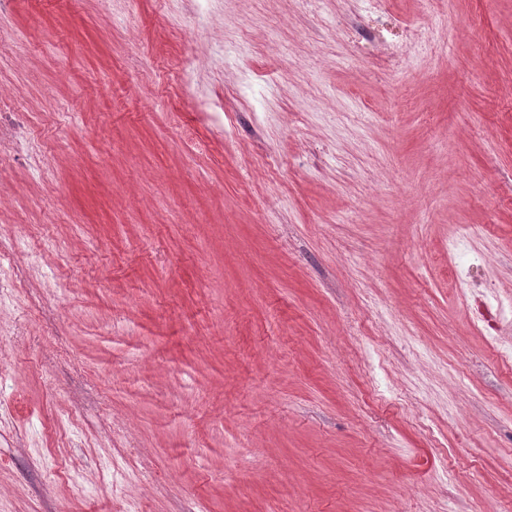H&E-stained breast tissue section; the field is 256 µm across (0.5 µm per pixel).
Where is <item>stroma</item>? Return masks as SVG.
I'll list each match as a JSON object with an SVG mask.
<instances>
[{
	"mask_svg": "<svg viewBox=\"0 0 512 512\" xmlns=\"http://www.w3.org/2000/svg\"><path fill=\"white\" fill-rule=\"evenodd\" d=\"M388 8H0V512H512V0Z\"/></svg>",
	"mask_w": 512,
	"mask_h": 512,
	"instance_id": "stroma-1",
	"label": "stroma"
}]
</instances>
